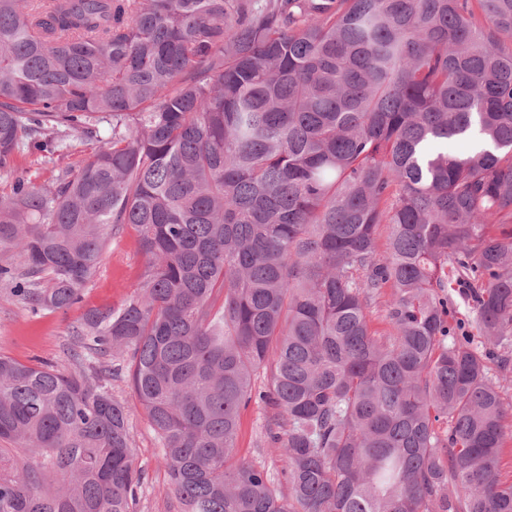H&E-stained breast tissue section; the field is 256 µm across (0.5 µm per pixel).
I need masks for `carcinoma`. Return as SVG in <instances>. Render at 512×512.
Instances as JSON below:
<instances>
[{
    "label": "carcinoma",
    "instance_id": "obj_1",
    "mask_svg": "<svg viewBox=\"0 0 512 512\" xmlns=\"http://www.w3.org/2000/svg\"><path fill=\"white\" fill-rule=\"evenodd\" d=\"M92 138L0 192V279L66 310L128 224L144 270L73 367L0 353V512H134L128 352L179 512H512V0H0V170ZM56 159V155L51 156L45 152H35L20 156L17 159V168L15 169L14 176H25L39 184H47L51 181L57 168ZM448 287V293L452 296L456 305L453 318L450 321L460 330H465L473 334L476 342L483 340L480 336H477L474 314L470 312L467 306L468 286L462 283H458V285L453 283L452 286L449 285ZM505 398L506 402L509 404L508 412L504 419V427L508 434V440L499 458V470L501 479L510 482L512 481V438L510 439V437H512V386L507 389ZM269 415L268 407L258 400H252L241 410L235 457L265 466L272 476L283 480L282 457L275 448L269 447L265 436V425Z\"/></svg>",
    "mask_w": 512,
    "mask_h": 512
}]
</instances>
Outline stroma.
<instances>
[{"label":"stroma","instance_id":"obj_1","mask_svg":"<svg viewBox=\"0 0 512 512\" xmlns=\"http://www.w3.org/2000/svg\"><path fill=\"white\" fill-rule=\"evenodd\" d=\"M143 264L137 233L127 226L109 240L98 269L82 289L80 302L68 310L33 311L13 294L8 283L0 282V352L26 364L43 360L69 365L70 351L80 347L77 331L86 311L120 306L137 282ZM112 393L128 407L134 462L143 473L137 512H178L158 439L133 398L128 373L113 377ZM269 414L268 407L258 401L242 409L235 456L266 467L278 478L284 462L276 449L269 447L265 436Z\"/></svg>","mask_w":512,"mask_h":512}]
</instances>
